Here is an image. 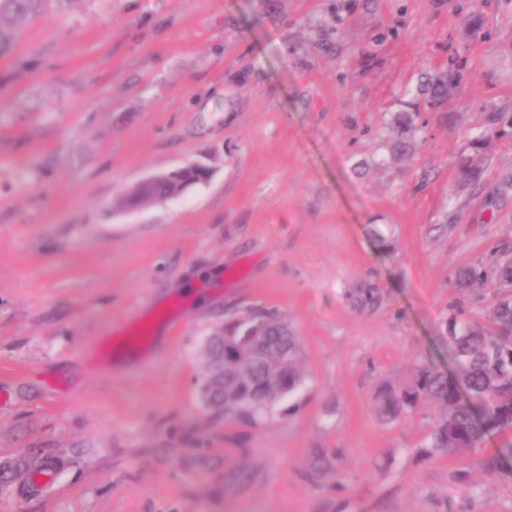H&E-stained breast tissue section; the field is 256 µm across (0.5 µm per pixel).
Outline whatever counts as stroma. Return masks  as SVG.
<instances>
[{
    "instance_id": "1",
    "label": "stroma",
    "mask_w": 512,
    "mask_h": 512,
    "mask_svg": "<svg viewBox=\"0 0 512 512\" xmlns=\"http://www.w3.org/2000/svg\"><path fill=\"white\" fill-rule=\"evenodd\" d=\"M337 1L51 0L0 59V512H512L482 467L498 437L430 458L434 405L375 406L416 362L456 370L452 314L495 293L456 274L512 248V133L454 191L489 113L512 117V0ZM438 69L461 82L433 108ZM412 103L422 142L382 164ZM190 161L207 181L121 207ZM265 309L305 385L216 418L203 340ZM488 135L475 137L472 142L471 152L458 157L456 162L457 188L463 190L474 187L480 181L487 159L486 149L490 143ZM186 167H191V168H196L200 171H202L204 173V178L200 181H196V180H187L185 182L182 183V191H185L188 187L196 184V183H199V182H202V181H205L207 180L208 176H209V170L208 168H206L205 166H202L200 163H197V162H189V163H186L184 166L178 168V169H175V170H172V171H168V172H162V173H157V174H154V175H151L147 178H144L142 180H140L139 182H137L136 184H134L135 187L137 188H147L157 182H160V181H166V180H169L173 177V175L175 173H177L178 171L186 168Z\"/></svg>"
}]
</instances>
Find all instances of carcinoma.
Masks as SVG:
<instances>
[{"label": "carcinoma", "mask_w": 512, "mask_h": 512, "mask_svg": "<svg viewBox=\"0 0 512 512\" xmlns=\"http://www.w3.org/2000/svg\"><path fill=\"white\" fill-rule=\"evenodd\" d=\"M48 0H0V58L15 51L25 23L47 14ZM456 78L438 72L420 85L428 103L448 98ZM413 113L399 112L392 122L390 159L399 161L416 148ZM490 137L473 139L472 150L456 162V184L460 189L480 181ZM491 283L499 288L483 323L461 321L448 324L455 359L461 366L458 376L421 364L409 384L399 391L388 390L377 399V413L393 421L427 403L439 407L428 447L436 455H464L494 434L503 435L496 452L482 461L489 471H504L512 463V252H502L489 264L463 268L457 286ZM234 337L244 371L224 379V398L231 400L224 416L239 422L256 423L286 397L295 395L304 383L300 369V346L286 322L264 311L249 323L227 328ZM224 350V356L232 353Z\"/></svg>", "instance_id": "1"}]
</instances>
